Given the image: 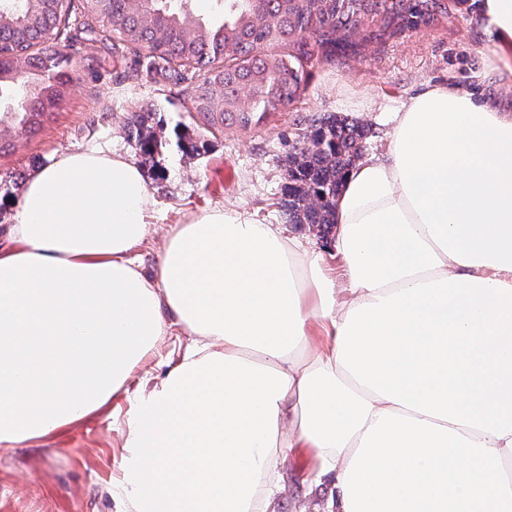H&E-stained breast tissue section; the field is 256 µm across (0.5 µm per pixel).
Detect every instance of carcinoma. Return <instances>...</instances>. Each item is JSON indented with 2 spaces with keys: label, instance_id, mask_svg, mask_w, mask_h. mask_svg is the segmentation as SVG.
Here are the masks:
<instances>
[{
  "label": "carcinoma",
  "instance_id": "carcinoma-1",
  "mask_svg": "<svg viewBox=\"0 0 512 512\" xmlns=\"http://www.w3.org/2000/svg\"><path fill=\"white\" fill-rule=\"evenodd\" d=\"M224 0L221 14L200 18L168 0V7L144 0H82L88 14L108 21L113 49L145 48L150 66L160 72L175 61L196 66L202 85L194 111L212 127H248L293 101L304 64L315 57L355 51L373 41L415 30L448 15L447 0ZM72 0H0V28L12 30L14 46L0 50V96L12 93L3 116L16 128L32 127L52 113L71 82L62 54L41 60L44 71L15 79L12 52L34 46L35 34L55 29L68 17ZM288 47V53L270 49ZM250 97L249 104L241 95ZM137 143L145 156L162 147L142 115ZM366 133L355 119L336 114L315 121L284 158L283 207L288 223L307 224L329 233L336 226V197L348 171L361 158Z\"/></svg>",
  "mask_w": 512,
  "mask_h": 512
}]
</instances>
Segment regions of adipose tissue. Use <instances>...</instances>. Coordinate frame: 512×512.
I'll list each match as a JSON object with an SVG mask.
<instances>
[{
  "instance_id": "1",
  "label": "adipose tissue",
  "mask_w": 512,
  "mask_h": 512,
  "mask_svg": "<svg viewBox=\"0 0 512 512\" xmlns=\"http://www.w3.org/2000/svg\"><path fill=\"white\" fill-rule=\"evenodd\" d=\"M512 72V0H483ZM123 153L79 147L27 181L0 246V444L126 395L172 326L194 341L136 395L114 485L130 512H274L311 449L334 491L297 512H512V108L429 84L385 157L309 239L213 209L174 225Z\"/></svg>"
}]
</instances>
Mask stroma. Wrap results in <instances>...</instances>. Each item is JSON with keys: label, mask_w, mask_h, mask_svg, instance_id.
Masks as SVG:
<instances>
[{"label": "stroma", "mask_w": 512, "mask_h": 512, "mask_svg": "<svg viewBox=\"0 0 512 512\" xmlns=\"http://www.w3.org/2000/svg\"><path fill=\"white\" fill-rule=\"evenodd\" d=\"M482 0L449 7L444 18L399 36L314 59L294 100L266 125L242 130L213 128L193 112L198 77H165L147 71L145 51H113L107 27L74 0L57 49L70 60L72 81L57 109L40 126L17 131L0 123V228L13 223L29 177L53 154L89 143L128 156L143 171L156 201L150 232L139 248L141 267L153 273L170 227L191 213L236 209L259 224L284 225L288 235L321 242L318 230L301 231L280 206L283 159L314 120L336 113L359 120L368 135L364 152L383 156L394 131V114L428 83H452L481 98L512 102V76L493 71L485 52L490 36L480 21ZM142 112L162 148L144 159L130 131ZM200 149L183 152L182 137ZM192 342L188 333L166 337L128 383L130 391L159 384L168 364ZM128 400H113L81 421L44 438L0 447V512H127L112 488L123 449ZM314 457L297 449L282 467L275 512H294L305 500L330 491L305 492L301 479Z\"/></svg>", "instance_id": "1"}]
</instances>
